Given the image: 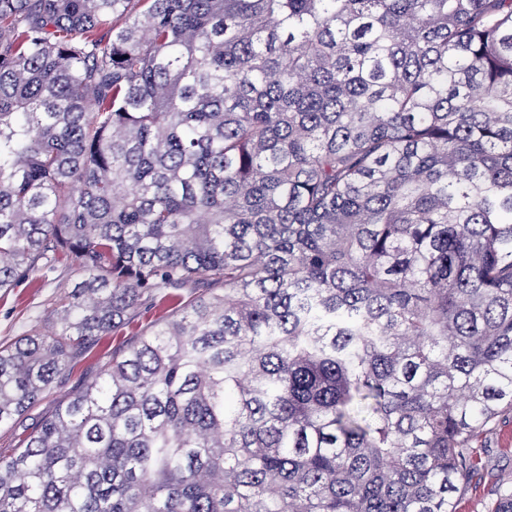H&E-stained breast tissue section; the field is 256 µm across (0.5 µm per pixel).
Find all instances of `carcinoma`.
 <instances>
[{
  "mask_svg": "<svg viewBox=\"0 0 512 512\" xmlns=\"http://www.w3.org/2000/svg\"><path fill=\"white\" fill-rule=\"evenodd\" d=\"M0 512H454L512 411V0H0ZM491 512H512V480ZM33 283H24L0 292V343H8L32 328L51 330L53 313L80 280L76 266H58L37 274ZM131 336L130 330L124 329L101 340L90 352L87 359L77 366L55 392L29 409L13 427L0 429V453L10 454L21 444L22 439L49 415L72 389L79 387L85 377L99 374L112 359V350Z\"/></svg>",
  "mask_w": 512,
  "mask_h": 512,
  "instance_id": "1",
  "label": "carcinoma"
}]
</instances>
